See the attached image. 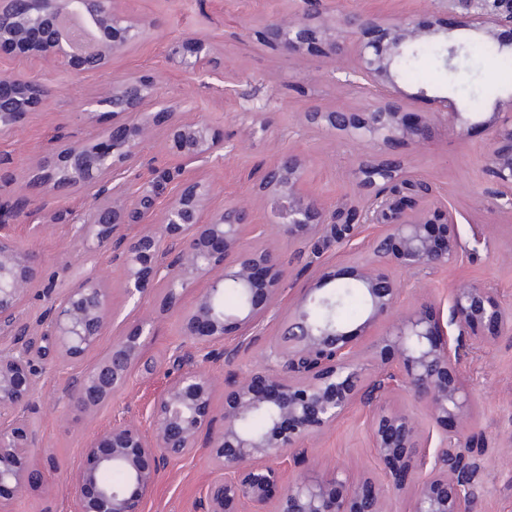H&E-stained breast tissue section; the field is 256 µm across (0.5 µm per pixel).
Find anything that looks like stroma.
<instances>
[{"instance_id":"35a3bbf8","label":"stroma","mask_w":512,"mask_h":512,"mask_svg":"<svg viewBox=\"0 0 512 512\" xmlns=\"http://www.w3.org/2000/svg\"><path fill=\"white\" fill-rule=\"evenodd\" d=\"M116 5L131 18L151 20L153 27L114 56L104 72L75 76L42 62L0 60V75L25 71L41 78L49 89L39 111L29 113L14 133L0 134V174L11 175L17 194L27 193L28 176L44 158L110 126L112 116L107 112L79 114V99L99 97L111 89L113 81L133 74L160 81L166 98L187 99L191 116L206 119L231 145L222 164L192 171L193 176L213 184L211 209L237 203L248 209L252 223L272 224L274 217L258 183L266 167L291 151L305 156L306 181L322 200L332 205L349 203L351 169L361 146L338 134L307 131L302 120L306 106L312 103L329 109L368 111L373 103L370 94L341 87L331 78L334 67L352 64V54L333 61L313 52L286 58L265 47L255 34L256 24L264 18L293 21L312 13V0H116ZM320 7L336 14L371 11L390 21L407 16L423 26L435 23L446 27L449 36L460 43L482 40L460 16L439 12L437 0H323ZM177 36L213 41L224 63L223 90L208 88L206 78L184 74L168 63L166 41ZM398 87L408 97L413 115L457 112L465 128L459 136L437 124L426 145L395 144L389 149L390 154L403 158L414 174L433 182L453 207L465 244L454 265L410 280L399 310L425 298L448 306L453 288L469 283L491 288L495 299L512 310V213L495 206L499 188L485 174L483 162L490 138L487 121L497 101L512 97V85L502 81L498 64L483 52L447 63L429 49L415 64L412 76H399ZM258 114L270 126L266 134L253 136L248 129ZM129 179L135 190L156 183L158 201L163 204L172 197L182 175L155 140L145 147ZM88 205L81 193L62 195L46 188L40 192L39 204L10 228L19 246L35 250L46 274L54 278L56 293H63L78 275L77 258L84 251L65 215ZM383 231L380 224L363 225L351 245L325 249L321 264L346 274L352 262L369 257L371 240ZM279 249L289 263L290 282L259 326L251 348L237 349L233 362L210 364L216 382L232 373L244 374L261 360L269 342L278 335L288 308L316 281V270L309 267L307 258L294 256L284 242ZM99 265L109 275L112 324L81 365L55 358L42 362L34 382L36 407L27 417L37 437L35 457L47 462L48 468L42 485L14 497L13 512H78L70 482L84 462L85 439L118 417L146 423L155 397L168 383L163 359L183 340L179 320L161 311L159 296L140 304L126 299L124 268L111 253L101 254ZM145 318L153 322L150 352L158 361L156 368L135 371L97 413L70 410L65 389L78 369L93 366L120 336ZM461 376L475 400L471 436L473 447L479 450L470 512H512V334H495L487 348L464 354ZM308 465L320 472L341 468L355 481L385 482L373 448L368 407L354 405L316 436L309 444ZM210 471L203 451L170 462L160 471L144 512H198Z\"/></svg>"}]
</instances>
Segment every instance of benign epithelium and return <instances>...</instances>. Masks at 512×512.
<instances>
[{"label":"benign epithelium","mask_w":512,"mask_h":512,"mask_svg":"<svg viewBox=\"0 0 512 512\" xmlns=\"http://www.w3.org/2000/svg\"><path fill=\"white\" fill-rule=\"evenodd\" d=\"M463 4L466 26L496 41V30L512 27V0H440ZM145 21H134L114 7V0H0V59L31 58L73 75L99 73L112 57L135 43ZM358 35L352 43L354 66L339 69L336 82L372 88L381 102L360 116L344 109L325 110L316 104L304 112L313 132H332L365 145L353 168L362 209L344 219L342 208L328 207L304 185L306 165L293 153L265 170L259 191L277 217L274 225L254 226L255 245L242 237L248 211L239 205L208 209L214 187L199 178L182 180L159 212L150 230L130 236L131 218L153 211L157 194L142 187L131 198L125 178L138 164L145 145L162 134L163 148L180 166L216 164L224 159V139L203 118L186 119L183 102L162 99L154 81L129 75L80 111L95 107L112 114V125L93 137L71 142L35 172L33 183L54 190L55 169L75 170L74 187L89 195L90 205L72 218L85 256L110 251L122 262L124 292L141 303L154 291L164 293L162 308L177 314L185 341L169 351L176 369L150 412L151 431L119 418L84 441V463L75 473L72 493L80 512H143L157 472L173 460L208 449L214 477L199 506L202 512H227L238 502L263 512L276 489L278 512H387V499L409 479L414 493L409 512H467L476 478L475 449L464 436L443 435L432 445L413 411L388 406L397 395L408 396L435 429L453 419L470 422L473 400L459 380L461 350L484 346V328L512 331V310L503 308L489 289L462 284L453 289L448 314L425 301L393 318L404 284L391 274L433 272L449 267L463 251L459 225L448 202L433 183L411 174L403 159L384 149L394 142L416 147L429 138L428 119L410 122L400 95L398 64L406 55L435 41L440 30L423 28L410 18L386 24L369 13L344 14L314 25L306 19H265L263 42L283 54L296 55L320 46L334 59L345 50L341 29ZM167 61L186 74L217 64L213 45L202 38H174ZM46 86L24 71L0 78V131L15 130L40 108ZM149 100L161 101L157 112L143 111ZM491 138L484 152V170L494 181L512 188V96L493 113ZM26 200L0 194V336L10 339L0 351V489L20 495L41 479L34 462L36 438L19 414L33 406L37 375L31 326L22 316L31 286L45 279L33 250L19 247L5 231L24 213ZM362 218L382 224L384 233L372 241V258L351 267L347 280L358 287L367 318L357 332L336 322L335 274L322 271L313 287L288 308L282 328L263 360L247 375L224 380V409L214 412L215 381L206 364L234 359L252 342L256 328L284 290L287 270L275 243L286 241L315 255L322 245L354 238ZM200 279L208 287L191 307L183 295ZM241 295L237 312L224 309V290ZM44 297L50 305L39 319L49 345L39 358L59 356L72 364L105 335L110 324L107 278L89 272L61 296L48 280ZM385 331L370 358L363 357L362 333L378 325ZM239 331L231 350H217L227 326ZM151 329L143 323L116 341L108 353L75 376L66 389L70 406L92 413L108 402L145 365ZM397 351L393 366L385 349ZM372 408L373 447L386 471V483L353 482L334 469L300 472L284 479L277 460L287 456L304 462L307 444L328 429L355 402ZM265 413L263 430L251 434L243 424ZM435 447L434 452L427 451ZM110 469L124 474L109 485Z\"/></svg>","instance_id":"benign-epithelium-1"}]
</instances>
